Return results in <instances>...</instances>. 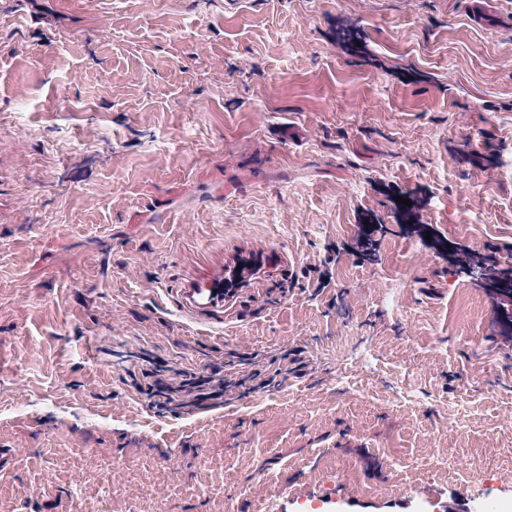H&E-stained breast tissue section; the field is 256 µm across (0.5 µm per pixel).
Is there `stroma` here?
Segmentation results:
<instances>
[{
    "instance_id": "1",
    "label": "stroma",
    "mask_w": 512,
    "mask_h": 512,
    "mask_svg": "<svg viewBox=\"0 0 512 512\" xmlns=\"http://www.w3.org/2000/svg\"><path fill=\"white\" fill-rule=\"evenodd\" d=\"M484 6L0 0V512H512V318L457 258L512 263ZM240 262L245 316L185 310ZM293 347L211 408L125 381Z\"/></svg>"
}]
</instances>
